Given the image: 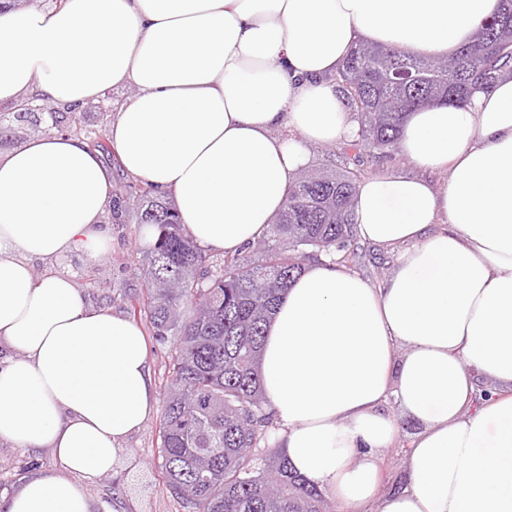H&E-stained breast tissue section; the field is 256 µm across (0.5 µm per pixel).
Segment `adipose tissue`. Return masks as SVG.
Here are the masks:
<instances>
[{"instance_id":"ef3b65f1","label":"adipose tissue","mask_w":512,"mask_h":512,"mask_svg":"<svg viewBox=\"0 0 512 512\" xmlns=\"http://www.w3.org/2000/svg\"><path fill=\"white\" fill-rule=\"evenodd\" d=\"M500 0H64L0 14V107L128 95L107 136L122 168L172 196L227 254L262 238L312 146L355 140L334 77L359 41L452 57ZM290 127L294 136H282ZM406 166L364 178V240L404 245L380 287L310 262L266 331L276 442L341 512H512V76L407 115ZM450 172L444 184L432 182ZM112 178L77 136L0 155V442L49 450L0 512H95L157 405L145 336L31 262L101 254ZM497 388L480 398L478 382ZM396 401L398 411L387 408ZM417 426L401 479L383 454Z\"/></svg>"}]
</instances>
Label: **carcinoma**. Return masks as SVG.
Returning a JSON list of instances; mask_svg holds the SVG:
<instances>
[{"label":"carcinoma","instance_id":"1","mask_svg":"<svg viewBox=\"0 0 512 512\" xmlns=\"http://www.w3.org/2000/svg\"><path fill=\"white\" fill-rule=\"evenodd\" d=\"M512 65V0L481 25L473 44L454 57L422 59L396 47L362 43L336 74L338 90L356 112L360 139L347 144L344 169L298 171L284 208L258 241L263 260L238 254L212 264L184 232L168 197L136 178L116 201L119 215L137 202L138 223L153 227L145 250L139 316L153 334L177 336L160 417L159 453L170 493L189 512H333L283 454L256 372L273 311L304 261L324 252L342 265L358 256L355 202L363 177L358 147L378 155L398 150L409 110L433 101L465 102ZM35 95L13 112L15 122L83 138L112 158L83 108L47 107Z\"/></svg>","mask_w":512,"mask_h":512}]
</instances>
